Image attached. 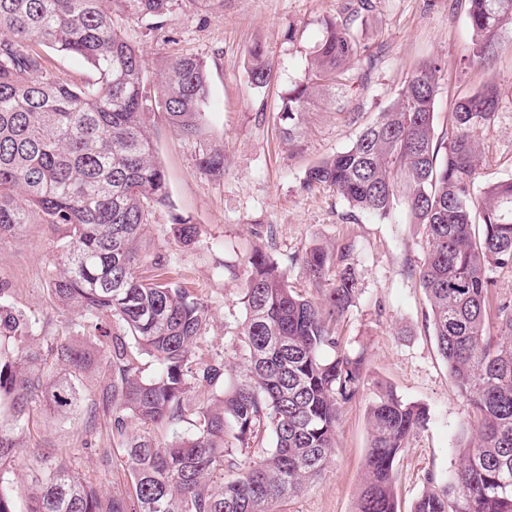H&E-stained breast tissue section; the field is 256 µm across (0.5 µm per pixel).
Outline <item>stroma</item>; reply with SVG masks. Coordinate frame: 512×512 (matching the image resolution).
Here are the masks:
<instances>
[{
	"label": "stroma",
	"instance_id": "1",
	"mask_svg": "<svg viewBox=\"0 0 512 512\" xmlns=\"http://www.w3.org/2000/svg\"><path fill=\"white\" fill-rule=\"evenodd\" d=\"M356 22L378 55L365 82H353L346 95L354 113L329 106L307 113L296 145L284 143L279 122L281 94L303 77L325 23L347 15L350 0H224L222 12L204 10L197 0H173L163 28L126 18L121 29L146 62V79L157 88L167 61L181 55L202 57L208 67L210 96L199 136L186 138L168 124L163 112L149 114L147 126L168 183L170 204L156 208L146 228L140 276L154 273L161 258L211 309L202 350L224 359V381L242 374L236 322L248 257L264 243L287 268L288 280L303 296L318 299L302 256L316 246H348L358 293L339 319L344 347L365 355L364 384L344 404L336 446L319 474L278 507L279 512H355L365 477L369 444L367 408L376 384L404 400L424 405L430 420L396 458L400 512L428 487L429 475L447 477L457 466L458 443L470 436L477 416L460 398L438 352L430 306L417 284L424 260V228L411 223L405 207L385 221L353 211L332 188L301 186L313 163L348 148L362 127L396 98L419 63L439 65L436 132L447 133L455 101L484 82L497 85L499 109L478 139L482 151L479 183L512 178V45L502 48L489 68L468 64L471 34L465 0H371ZM267 49L276 77L253 89L247 76L248 50ZM224 147V174L205 175L197 159L207 146ZM197 224L194 245L173 236L175 217ZM62 234L47 224H29L0 240V279L12 288L14 305L35 314L47 336L66 333L75 315L53 299L48 277ZM108 440L99 423L85 429L82 415L60 420L46 407L30 417V447L46 448L103 492L125 493L129 480L123 451L109 458L88 450L91 438Z\"/></svg>",
	"mask_w": 512,
	"mask_h": 512
}]
</instances>
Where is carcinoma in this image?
I'll list each match as a JSON object with an SVG mask.
<instances>
[{"label":"carcinoma","instance_id":"cac0c4a2","mask_svg":"<svg viewBox=\"0 0 512 512\" xmlns=\"http://www.w3.org/2000/svg\"><path fill=\"white\" fill-rule=\"evenodd\" d=\"M173 0H0V240L26 224L64 232L49 276L59 305L79 313V331L43 336L0 281V512H15L12 462L45 458L23 432L33 405L59 419L82 410V379L96 365L105 381L85 410V427L108 420L127 458L131 492L102 493L77 474L47 464L26 512H274L323 467L336 441L343 404L363 384L364 354L347 350L336 322L356 297L348 247L312 248L302 258L313 301L297 293L287 269L260 248L249 257L237 341L240 382L224 390V359L196 351L210 310L182 283L143 278L137 242L152 210L169 205L146 119L165 113L180 135L201 130L210 90L206 61L169 60L159 95L147 91L146 63L118 29L130 15L163 25ZM367 0L325 23L303 78L282 97L280 122L290 142L316 100H336L354 79H368L377 58L353 27ZM471 60L487 64L512 30V0H468ZM82 59L95 87L72 84L47 50ZM251 85L274 78L265 49H248ZM440 68H414L393 103L345 151L309 167L307 187L325 185L378 220L405 205L425 226L419 286L431 308L433 336L457 393L477 413V440L459 448L446 478H428L412 512H512V303L497 307L500 337L485 333L492 267H512V179L476 187L477 133L494 121L496 86L459 100L451 130L435 132ZM200 169L224 175V147L199 156ZM482 235L472 236L475 219ZM183 246L197 227L172 224ZM155 371L145 374L143 357ZM209 393L207 405L192 399ZM191 421L188 433L159 445L153 431ZM428 410L389 387L368 407L366 480L356 512H398L393 465ZM138 425L132 433L130 427ZM270 431L273 446L248 468L239 457Z\"/></svg>","mask_w":512,"mask_h":512}]
</instances>
